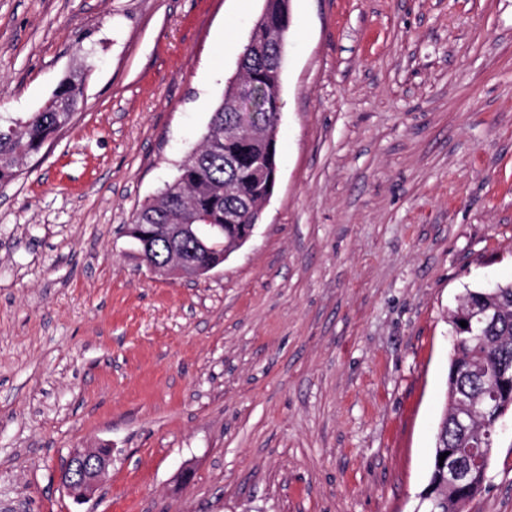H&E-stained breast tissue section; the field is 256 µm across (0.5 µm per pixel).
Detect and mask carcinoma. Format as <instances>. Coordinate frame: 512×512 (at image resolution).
I'll return each mask as SVG.
<instances>
[{"mask_svg": "<svg viewBox=\"0 0 512 512\" xmlns=\"http://www.w3.org/2000/svg\"><path fill=\"white\" fill-rule=\"evenodd\" d=\"M264 15L253 44H244L238 58V73L264 87L270 98H280L282 71L277 67V42L288 40V31L278 28L279 18L290 12V0H264ZM86 72L65 76L52 96L35 112L20 116H0V185L13 181L20 166L67 127L84 98ZM234 95L226 92L211 113L198 147L189 152L178 167L177 175L152 199L134 213L127 234L137 248L142 235L153 230L150 239L152 258L158 265L168 261V248L160 237L162 225L179 220L186 224H220L223 231L210 249L193 255L204 265L224 263V253L238 250L239 241L251 227L248 203L260 202L267 189L268 171L259 162L267 154L278 162V150L268 151V134L245 131L242 137L228 136L226 129L238 124L240 113L234 110ZM483 309L498 315V323L479 331L475 339L451 345L446 379L447 410L435 436L433 465L424 488L429 499L420 509L429 512H464V505L486 490L487 478L473 469L482 487L448 488L445 479L448 461L441 454L469 461L468 449L487 445L488 427L493 425L499 406L512 402V281L497 292L483 287L467 288L449 317L450 335L473 310ZM486 365L508 368L509 378L500 381L483 373ZM466 395L481 401L477 419L459 424L457 398Z\"/></svg>", "mask_w": 512, "mask_h": 512, "instance_id": "1", "label": "carcinoma"}]
</instances>
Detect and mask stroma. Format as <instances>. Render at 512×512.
I'll use <instances>...</instances> for the list:
<instances>
[{
    "instance_id": "stroma-1",
    "label": "stroma",
    "mask_w": 512,
    "mask_h": 512,
    "mask_svg": "<svg viewBox=\"0 0 512 512\" xmlns=\"http://www.w3.org/2000/svg\"><path fill=\"white\" fill-rule=\"evenodd\" d=\"M263 0H0V113L89 68L0 186V508L414 512L448 313L512 279V0H291L279 171L193 282L126 234L202 140ZM112 447L95 495L62 483ZM466 512H512V431Z\"/></svg>"
}]
</instances>
